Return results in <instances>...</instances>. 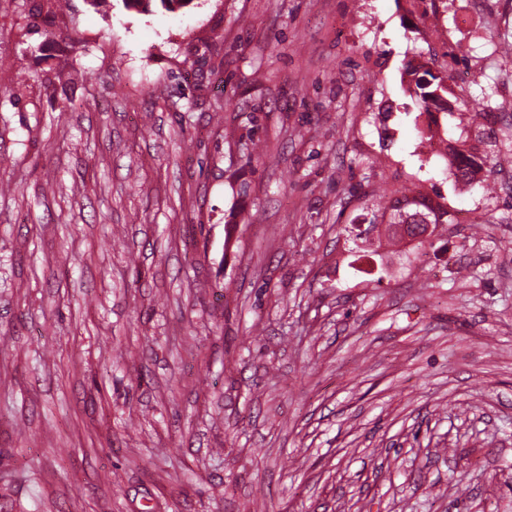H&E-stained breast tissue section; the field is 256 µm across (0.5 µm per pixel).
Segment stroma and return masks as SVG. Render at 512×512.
<instances>
[{
	"label": "stroma",
	"instance_id": "35a3bbf8",
	"mask_svg": "<svg viewBox=\"0 0 512 512\" xmlns=\"http://www.w3.org/2000/svg\"><path fill=\"white\" fill-rule=\"evenodd\" d=\"M503 41L512 0H0V512H512ZM411 189L452 223L364 254ZM420 66H410L408 75L412 76L415 88H409L417 104L424 111L433 107L436 111L448 115V85L445 77L436 76L429 70H424L420 75ZM426 76H429V81ZM475 167L482 168L473 155L463 152L446 169L448 180L462 190H470L476 183L470 181V174Z\"/></svg>",
	"mask_w": 512,
	"mask_h": 512
}]
</instances>
